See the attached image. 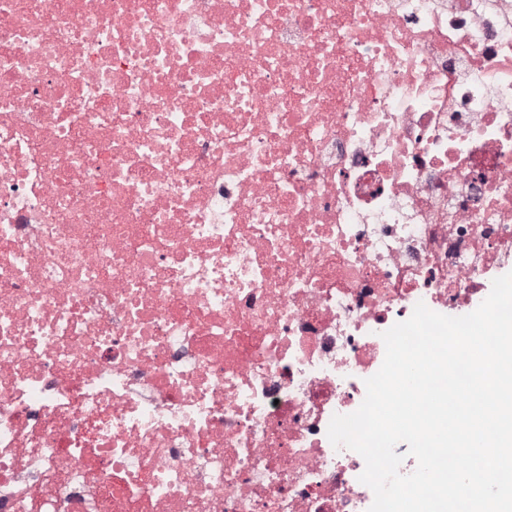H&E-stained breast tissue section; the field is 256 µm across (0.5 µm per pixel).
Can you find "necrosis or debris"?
<instances>
[{
  "label": "necrosis or debris",
  "mask_w": 512,
  "mask_h": 512,
  "mask_svg": "<svg viewBox=\"0 0 512 512\" xmlns=\"http://www.w3.org/2000/svg\"><path fill=\"white\" fill-rule=\"evenodd\" d=\"M512 266V0H0V512H368L332 445Z\"/></svg>",
  "instance_id": "obj_1"
}]
</instances>
